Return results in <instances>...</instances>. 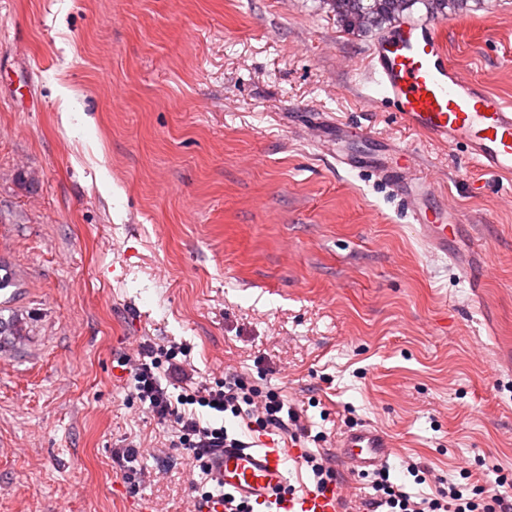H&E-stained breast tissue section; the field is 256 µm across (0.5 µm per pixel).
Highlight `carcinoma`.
I'll use <instances>...</instances> for the list:
<instances>
[{"instance_id": "1", "label": "carcinoma", "mask_w": 512, "mask_h": 512, "mask_svg": "<svg viewBox=\"0 0 512 512\" xmlns=\"http://www.w3.org/2000/svg\"><path fill=\"white\" fill-rule=\"evenodd\" d=\"M468 0H328L329 9L348 31L371 33L379 31L412 15L418 4L435 15L448 8L463 9Z\"/></svg>"}]
</instances>
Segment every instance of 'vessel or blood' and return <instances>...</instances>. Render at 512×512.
<instances>
[{"instance_id":"1","label":"vessel or blood","mask_w":512,"mask_h":512,"mask_svg":"<svg viewBox=\"0 0 512 512\" xmlns=\"http://www.w3.org/2000/svg\"><path fill=\"white\" fill-rule=\"evenodd\" d=\"M369 70L378 75L384 101L400 120L430 141L462 148L469 163L499 175H512V106L496 101L479 82L453 66L437 25L402 21L376 38ZM407 147L393 145L377 157L336 149L337 165L371 168L409 200V215L429 251L447 252L454 220L428 201L438 186L413 173L404 160ZM340 458L354 472L383 466L392 452L389 437L362 425L341 435ZM297 448L255 441L248 448H225L212 458L211 475L225 492L250 501L256 512H341V487H295L288 464L299 461Z\"/></svg>"}]
</instances>
